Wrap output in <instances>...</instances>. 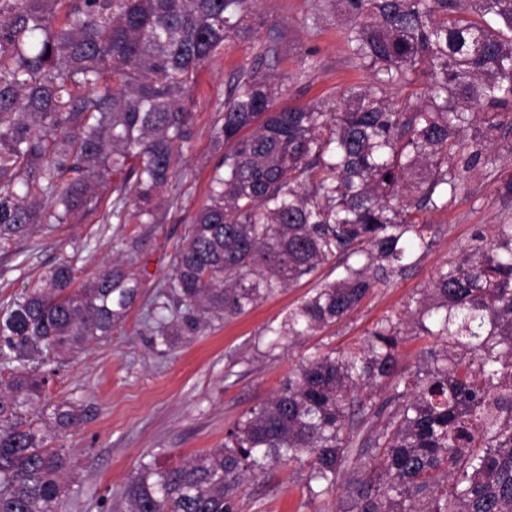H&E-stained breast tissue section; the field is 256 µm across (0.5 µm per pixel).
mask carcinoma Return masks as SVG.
I'll list each match as a JSON object with an SVG mask.
<instances>
[{
	"mask_svg": "<svg viewBox=\"0 0 512 512\" xmlns=\"http://www.w3.org/2000/svg\"><path fill=\"white\" fill-rule=\"evenodd\" d=\"M339 2L369 83L350 88L338 112L278 105L288 76L262 72L279 62L271 43L238 71L214 123L208 198L166 284L186 311L174 323L169 304L156 312L164 341L196 335L208 316L241 315L334 261L340 276L270 329L314 335L429 250L420 213L492 174L494 134L512 130V0ZM250 13V0H0V250L36 224L97 211L109 183L103 223H158L159 192L187 177L197 71L227 40L259 39ZM419 73L421 93L391 99ZM137 288L112 266L78 284L64 260L0 315V367L10 370L0 375V512H57L71 470L65 448L20 417L49 389L32 364L112 336ZM410 319L434 344L379 405L386 424L356 439L346 419L394 377ZM52 420L67 429L78 414L58 404ZM302 454L313 496L349 474L342 512H512V223L440 270L409 319L386 317L361 351L308 356L224 447L143 466L130 512H235L245 475Z\"/></svg>",
	"mask_w": 512,
	"mask_h": 512,
	"instance_id": "carcinoma-1",
	"label": "carcinoma"
}]
</instances>
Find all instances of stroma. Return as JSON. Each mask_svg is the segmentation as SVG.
Returning <instances> with one entry per match:
<instances>
[{
  "mask_svg": "<svg viewBox=\"0 0 512 512\" xmlns=\"http://www.w3.org/2000/svg\"><path fill=\"white\" fill-rule=\"evenodd\" d=\"M253 16L262 23V40L279 45L281 62L275 73L288 78L282 104L337 101L364 81L340 36L350 19L333 0H256ZM257 51L256 43L233 38L200 69L188 104L192 139L183 160L188 177L180 192L164 190L166 215L160 223L106 224L95 214L68 224L37 225L0 252V313L32 277L63 259L72 261L83 280L110 264L132 271L139 280L134 304L108 339L49 362L53 376L46 398L24 415L44 426L52 408L65 403L81 418L77 427L58 433L72 461L59 512H127V489L141 464L175 465L222 447L227 430L269 399L305 357L361 348L377 322L404 315L461 249L489 237L493 225L512 222V196L502 192L504 182L512 179V157L504 154L494 175L469 180L448 209L428 215L431 249L412 268L372 288L335 325L289 344L269 345V328L313 288L335 280L336 270L328 263L243 315L211 318L198 335L163 343L149 313L164 300L175 254L188 234L189 215L206 200L218 160L213 145L217 110L232 77L252 64ZM309 469L302 455L246 476L237 512H344L350 505L345 490L310 495Z\"/></svg>",
  "mask_w": 512,
  "mask_h": 512,
  "instance_id": "obj_1",
  "label": "stroma"
}]
</instances>
